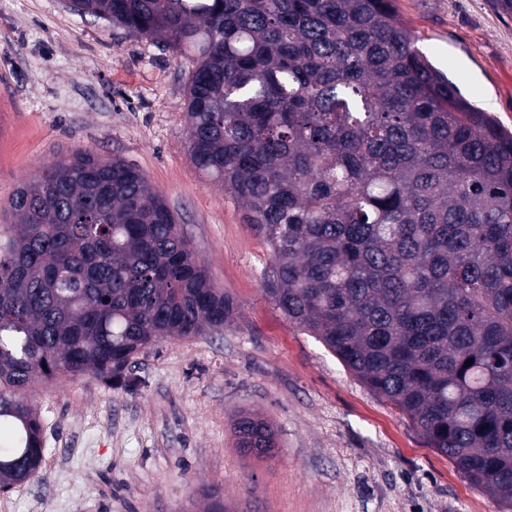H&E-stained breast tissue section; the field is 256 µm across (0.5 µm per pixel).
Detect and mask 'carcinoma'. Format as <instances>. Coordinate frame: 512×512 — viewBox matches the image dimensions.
Segmentation results:
<instances>
[{
	"instance_id": "1",
	"label": "carcinoma",
	"mask_w": 512,
	"mask_h": 512,
	"mask_svg": "<svg viewBox=\"0 0 512 512\" xmlns=\"http://www.w3.org/2000/svg\"><path fill=\"white\" fill-rule=\"evenodd\" d=\"M188 65L187 152L269 247L265 292L512 512V133L415 46L391 0H68ZM0 224V490L38 476L26 392L130 383L132 360L235 306L165 199L76 151ZM473 360L466 365L467 360ZM239 451L278 453L241 413Z\"/></svg>"
}]
</instances>
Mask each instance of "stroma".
Wrapping results in <instances>:
<instances>
[{
    "mask_svg": "<svg viewBox=\"0 0 512 512\" xmlns=\"http://www.w3.org/2000/svg\"><path fill=\"white\" fill-rule=\"evenodd\" d=\"M416 45L512 131V12L497 0H392ZM187 67L65 0H0V210L76 150L135 164L164 197L213 284L239 305L223 332L152 345L131 388L85 376L35 387L41 476L0 512H498L410 422L263 289L268 246L185 148ZM270 420L281 448L241 456L237 414Z\"/></svg>",
    "mask_w": 512,
    "mask_h": 512,
    "instance_id": "35a3bbf8",
    "label": "stroma"
}]
</instances>
